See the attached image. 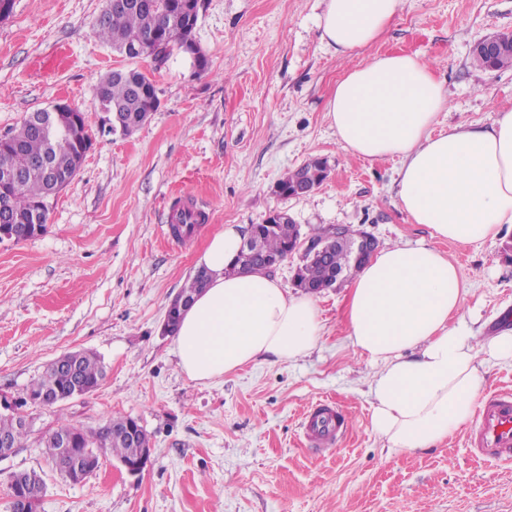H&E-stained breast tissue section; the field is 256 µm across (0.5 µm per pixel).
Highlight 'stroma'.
Returning <instances> with one entry per match:
<instances>
[{
	"label": "stroma",
	"mask_w": 512,
	"mask_h": 512,
	"mask_svg": "<svg viewBox=\"0 0 512 512\" xmlns=\"http://www.w3.org/2000/svg\"><path fill=\"white\" fill-rule=\"evenodd\" d=\"M105 0H14L0 20V134L63 100L84 112L92 147L76 177L49 201L45 231L0 241V406L20 405L50 360L99 355L94 392L55 408H28L23 444L0 458V512L9 479L45 470L37 512H512V460L476 457L464 425L435 448L390 451L373 431L368 386L375 363L346 336L352 281L315 297L322 335L294 361L260 360L208 383L190 380L162 324L224 225L264 223L287 211L302 234L347 226L379 248L426 244L468 281L456 320L476 338L512 315V229L463 244L432 238L398 203L399 159L351 156L325 105L344 70L387 53L418 56L448 95L438 128L491 126L512 107V67L472 62L474 43L512 33V0H402L382 40L336 56L321 43L322 0H204L194 31L208 67L174 52L161 70L128 61L97 31ZM151 72L160 101L134 134L102 133L95 86L115 68ZM329 174L305 196L274 187L313 158ZM206 213L184 239L169 233L174 204ZM332 399L347 410L339 449L321 453L303 417ZM120 414L148 433L137 476L112 455L80 483L49 471L42 436L65 417L86 428Z\"/></svg>",
	"instance_id": "stroma-1"
}]
</instances>
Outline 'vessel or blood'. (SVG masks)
<instances>
[{
	"label": "vessel or blood",
	"instance_id": "vessel-or-blood-1",
	"mask_svg": "<svg viewBox=\"0 0 512 512\" xmlns=\"http://www.w3.org/2000/svg\"><path fill=\"white\" fill-rule=\"evenodd\" d=\"M346 414L333 401L311 407L305 415V439L325 451L333 450L345 435ZM474 450L487 459L512 458V393L496 391L480 406L476 426L469 435Z\"/></svg>",
	"mask_w": 512,
	"mask_h": 512
}]
</instances>
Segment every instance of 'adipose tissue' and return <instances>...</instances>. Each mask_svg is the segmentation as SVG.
Wrapping results in <instances>:
<instances>
[{
    "label": "adipose tissue",
    "mask_w": 512,
    "mask_h": 512,
    "mask_svg": "<svg viewBox=\"0 0 512 512\" xmlns=\"http://www.w3.org/2000/svg\"><path fill=\"white\" fill-rule=\"evenodd\" d=\"M400 0H324L320 39L343 57L378 41ZM447 93L429 66L410 54L374 58L347 70L326 103L340 143L353 155L399 158L397 197L411 223L463 243L496 239L512 227V108L488 128L460 124L436 131ZM241 225H225L198 256L209 284L175 332L190 380L209 382L252 361H293L320 334L315 301L290 295L268 274H228ZM466 281L429 246L383 249L363 265L346 312L353 348L379 364L368 391L372 427L389 448H434L466 424L483 377L479 353L512 360V328L472 343L450 326Z\"/></svg>",
    "instance_id": "1"
}]
</instances>
